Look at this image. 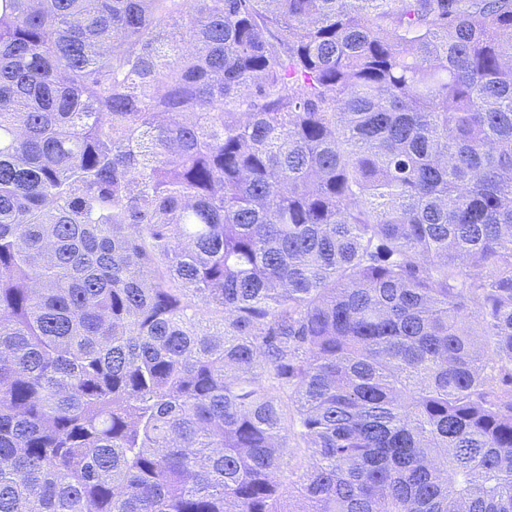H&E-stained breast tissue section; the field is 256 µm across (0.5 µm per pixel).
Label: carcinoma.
I'll return each instance as SVG.
<instances>
[{
    "mask_svg": "<svg viewBox=\"0 0 512 512\" xmlns=\"http://www.w3.org/2000/svg\"><path fill=\"white\" fill-rule=\"evenodd\" d=\"M290 440L512 512V0H0V512H292Z\"/></svg>",
    "mask_w": 512,
    "mask_h": 512,
    "instance_id": "cac0c4a2",
    "label": "carcinoma"
}]
</instances>
